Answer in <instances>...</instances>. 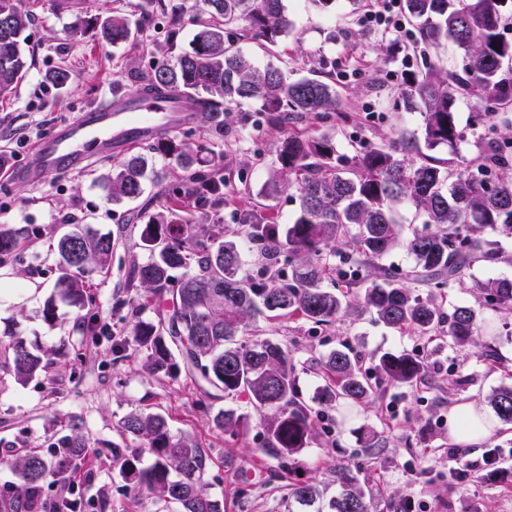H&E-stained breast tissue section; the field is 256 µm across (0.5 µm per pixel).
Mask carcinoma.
I'll return each instance as SVG.
<instances>
[{"label": "carcinoma", "mask_w": 512, "mask_h": 512, "mask_svg": "<svg viewBox=\"0 0 512 512\" xmlns=\"http://www.w3.org/2000/svg\"><path fill=\"white\" fill-rule=\"evenodd\" d=\"M151 14L169 18V38L175 39L183 13L170 0H147ZM194 10L196 27L189 50L170 60H157L144 76L148 91H178L195 98L212 113L214 134L225 131L226 115L250 104L271 125L313 112L336 111V88L307 76L295 77L273 64L254 65L235 46L230 31L241 39L275 45L290 35L293 23L284 0H203ZM406 18L427 46L451 41L461 51L460 68L448 71L433 64L404 78L395 103L420 113L422 138L402 134L387 145L372 146L365 139L351 141L353 153L338 151L333 137L284 133L276 145L278 170L263 193L275 198L294 191L299 209L293 222L281 226L257 210L240 213L238 234L264 260L258 279L244 274L240 244L219 240L223 231H208L179 211L157 213L143 225L141 246L150 259L131 271L129 281L149 295L139 302L145 309L164 303L156 319L134 321L132 344L145 356L155 375L176 377L181 372L234 398L244 394L257 410L266 412L262 451L287 465L313 439L326 409L344 402H368L383 385L412 387L429 371L427 356L414 352H384L373 356L381 379L372 382L360 359L347 345L311 363L320 382L304 399L297 386V363L285 342L259 336L260 321L292 317L316 326H331L353 308L351 290L363 295V308L374 322L398 331H411L438 342L436 349H460L482 328V309L512 307V280L478 281V306L448 303V310L421 288H450L469 275L478 262L502 258L500 240L512 238V155L496 139L476 144L477 155L467 165L437 159L429 151L451 149L466 135L456 119L457 102L476 93L482 111L476 118L491 120L512 113V40L505 36L512 22V0H405ZM32 10L18 0H0V96L13 92L28 76L26 31ZM148 27V15L114 14L99 24V36L114 47L129 42ZM156 151L175 160L190 175L187 192L217 207L224 203L212 172L216 160L208 149H192L164 141ZM159 171L146 158L132 156L103 177L113 203L132 201L157 181ZM413 208L418 223L404 229L395 213L400 205ZM19 231L0 225V254L13 251ZM404 248L413 260L400 272L383 259ZM109 234L81 230L57 241L60 275L45 302L46 322L57 320V303L81 309L86 304L82 274L90 264L105 265L112 254ZM290 267L288 277L280 265ZM11 367L24 384L47 370L44 356L12 337ZM489 403L496 416L512 423V385L492 392ZM213 423L235 438L247 431L249 420L235 409H223ZM120 436L142 442L152 456L145 465L141 452L112 443L108 451L127 483L147 492L156 507L174 504L178 512H224V501L209 494L204 478L210 455L190 435L176 436L167 418L132 410L118 424ZM73 425L60 437L50 455L32 451L15 463L12 490L4 496L11 512H30L32 499L43 500L45 483L65 478L85 461L88 449ZM370 460H376L385 437L371 427L361 429ZM341 490L328 503L330 512H371V499L357 486V478L336 471ZM320 498L310 482L288 485L282 502L286 512L295 504Z\"/></svg>", "instance_id": "carcinoma-1"}]
</instances>
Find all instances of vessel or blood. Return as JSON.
<instances>
[{"label":"vessel or blood","instance_id":"obj_1","mask_svg":"<svg viewBox=\"0 0 512 512\" xmlns=\"http://www.w3.org/2000/svg\"><path fill=\"white\" fill-rule=\"evenodd\" d=\"M200 120V113L186 110L181 93L133 87L55 125L33 143L28 163L9 170L7 176L37 186L86 170L93 161L125 150L132 140L154 138Z\"/></svg>","mask_w":512,"mask_h":512}]
</instances>
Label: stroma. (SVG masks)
Here are the masks:
<instances>
[{
    "instance_id": "obj_1",
    "label": "stroma",
    "mask_w": 512,
    "mask_h": 512,
    "mask_svg": "<svg viewBox=\"0 0 512 512\" xmlns=\"http://www.w3.org/2000/svg\"><path fill=\"white\" fill-rule=\"evenodd\" d=\"M140 0H65L62 9L38 10L27 31L33 66L19 90L0 102V158L15 166L20 140L35 141L52 125L75 117L90 102L111 91L113 83L134 86L156 56L171 57L189 50L195 33L185 24L175 42H168L163 22H155L136 40L115 48L104 46L82 21L136 11ZM294 30L278 44L239 41L241 52L254 64L268 63L315 75L333 83L338 111L327 116L304 114L294 128L310 134L335 136L340 149L363 138L387 143L401 133L420 130L419 113L394 104L404 67L420 69L423 56L414 50L412 26L402 23L404 40L368 26V11L392 9L403 15L404 0H361L351 9L339 0L335 14L313 10L308 0H285ZM402 52H393L395 43ZM63 67L70 80L57 88L43 80L46 71ZM478 97L460 99L457 121L465 142L434 150V157L469 162L475 142L487 126L475 121ZM223 138H213L195 124L173 132V139L207 145L224 159L228 200L218 208L197 202L184 192L187 173L173 159L149 151L148 141L131 144L129 154L147 155L161 172L137 200L115 204L101 186L112 163L102 160L86 171L48 179L39 186L0 180V224L20 231L16 251L0 259V344L18 334L28 346L40 347L52 365L47 374L19 384L0 363V484L13 482L14 464L32 451L48 452L56 439L79 425L90 452L77 473L75 497L80 512H142L141 495L118 475L107 447L119 441V420L140 409L164 414L175 434L194 436L211 456L205 477L207 491L223 498L226 512H277L283 496L282 472L276 459L264 454L261 415L246 397L230 400L207 392L188 374L159 377L144 365V356L131 346L136 316L152 319L155 308L138 310L139 291L127 285L130 270L147 262L140 232L145 221L169 206L183 209L193 223L221 225L225 233L238 227L243 210L266 212L271 222L286 224L297 213L296 194L264 197L262 187L277 162L274 147L284 130L264 122L254 112H233L226 118ZM110 234L114 249L105 267L86 275L84 308L59 306L56 324L43 318L45 301L59 275L56 242L72 225ZM507 260L475 264L471 277L448 289L456 304L478 300L477 282L512 278V239L503 243ZM483 331L465 350H436L434 342L372 322L369 314L353 312L341 322L313 330L295 319L262 323L263 337L291 343L296 361L327 354L347 344L363 360L379 351H425L431 369L414 388H384L375 401L361 406L337 404L330 410L331 428H318L308 447L296 455L293 468L303 479L324 487L326 498L306 512H329L327 498L339 490L336 470L349 468L372 496L373 512H512V432L501 431L477 448L454 447L448 435L449 408L464 398L487 404L498 387L512 384V310L485 311ZM232 406L248 414L244 436L230 438L212 418ZM383 432L386 446L380 464H370L359 440L361 427ZM501 448L498 475L488 470L459 478L458 463L481 459L485 450Z\"/></svg>"
}]
</instances>
